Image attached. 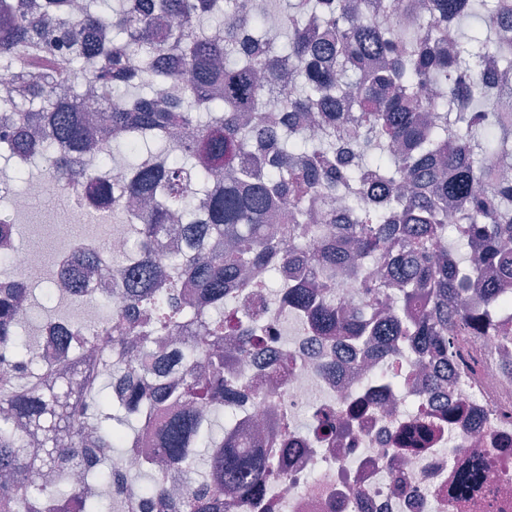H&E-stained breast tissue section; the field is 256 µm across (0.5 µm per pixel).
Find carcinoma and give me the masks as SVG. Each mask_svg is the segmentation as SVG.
I'll use <instances>...</instances> for the list:
<instances>
[{"mask_svg": "<svg viewBox=\"0 0 512 512\" xmlns=\"http://www.w3.org/2000/svg\"><path fill=\"white\" fill-rule=\"evenodd\" d=\"M511 72L512 0H0V159L47 162L64 193L87 166L82 190L132 234L92 324L60 311L22 336L36 288L0 291V475L13 479L0 512L57 498L221 512L226 491L248 506L272 488L284 460L242 447L230 370L266 345L258 294L298 334L378 359L365 387L402 390L396 358L450 385L456 337L508 336L495 312L512 309ZM18 238L0 221V264ZM67 257L49 280L64 308L105 260L86 244ZM287 266L306 275L290 282ZM253 269L277 277L276 298ZM486 273L475 314L464 302ZM342 279L357 284L345 299ZM65 325L61 351L32 365L43 331ZM151 417L157 439L102 492L112 449ZM306 431L333 437L336 421L309 416ZM199 448L202 480L172 495L170 471ZM481 481L479 462L458 472L457 496Z\"/></svg>", "mask_w": 512, "mask_h": 512, "instance_id": "cac0c4a2", "label": "carcinoma"}]
</instances>
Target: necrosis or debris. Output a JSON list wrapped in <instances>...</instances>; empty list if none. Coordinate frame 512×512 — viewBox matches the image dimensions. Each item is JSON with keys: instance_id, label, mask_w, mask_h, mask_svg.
Segmentation results:
<instances>
[{"instance_id": "necrosis-or-debris-1", "label": "necrosis or debris", "mask_w": 512, "mask_h": 512, "mask_svg": "<svg viewBox=\"0 0 512 512\" xmlns=\"http://www.w3.org/2000/svg\"><path fill=\"white\" fill-rule=\"evenodd\" d=\"M268 345L292 356L276 397L277 415L287 420L313 405L343 408L359 374L376 365L363 352L340 350L335 372L323 375L316 370L323 347L312 337L290 343L277 330ZM457 358L469 378L468 392L437 391L417 377L408 379L415 413L435 427L438 449L402 455L404 468L388 475L385 463L400 455L394 438L407 415L385 386H372L373 405L355 431L337 435L313 454L284 449L288 478L273 487L262 512H448L449 474L453 465L467 463L472 448L485 449L491 460L487 483L499 491L497 512H512V339L458 337ZM451 442L464 447L453 461L443 452ZM317 461L324 466L318 485L310 478Z\"/></svg>"}]
</instances>
